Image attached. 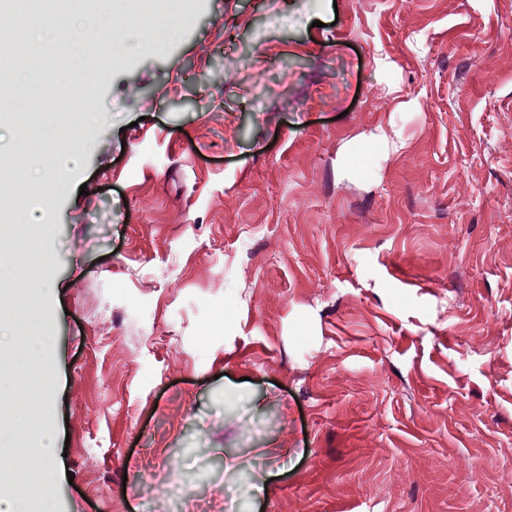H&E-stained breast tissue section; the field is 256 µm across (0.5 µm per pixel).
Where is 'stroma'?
<instances>
[{"instance_id": "obj_1", "label": "stroma", "mask_w": 512, "mask_h": 512, "mask_svg": "<svg viewBox=\"0 0 512 512\" xmlns=\"http://www.w3.org/2000/svg\"><path fill=\"white\" fill-rule=\"evenodd\" d=\"M84 15L50 79L11 38L45 20L0 13L4 222L35 241L0 246V299L31 295L0 327L53 336L0 346V481L41 504L49 430L78 512H512V0ZM72 74L97 119L63 169Z\"/></svg>"}]
</instances>
